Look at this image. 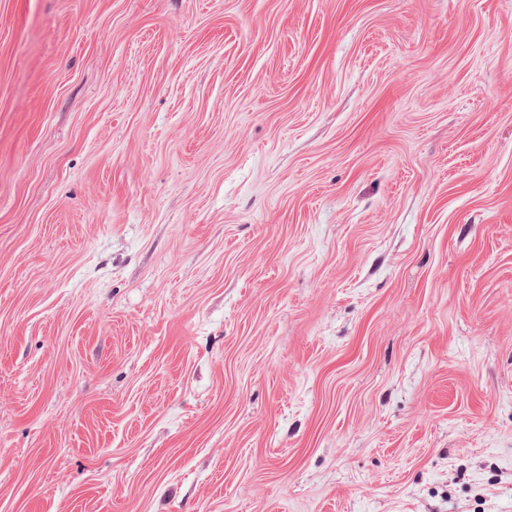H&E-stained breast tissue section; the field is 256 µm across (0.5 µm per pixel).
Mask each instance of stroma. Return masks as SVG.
<instances>
[{
  "label": "stroma",
  "instance_id": "stroma-1",
  "mask_svg": "<svg viewBox=\"0 0 512 512\" xmlns=\"http://www.w3.org/2000/svg\"><path fill=\"white\" fill-rule=\"evenodd\" d=\"M0 512H512V0H0Z\"/></svg>",
  "mask_w": 512,
  "mask_h": 512
}]
</instances>
